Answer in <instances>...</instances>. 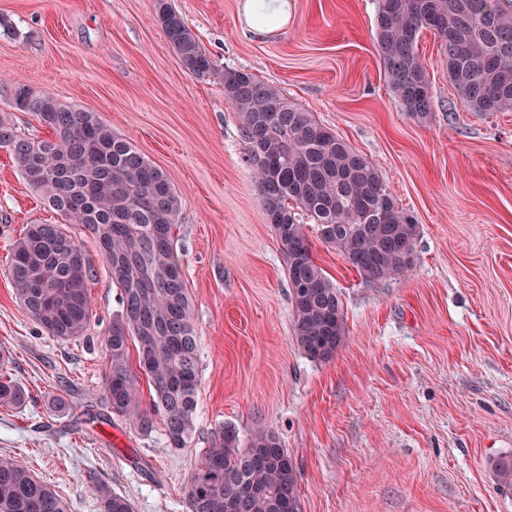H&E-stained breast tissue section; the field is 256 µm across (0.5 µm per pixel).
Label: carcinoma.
I'll return each instance as SVG.
<instances>
[{"label": "carcinoma", "mask_w": 512, "mask_h": 512, "mask_svg": "<svg viewBox=\"0 0 512 512\" xmlns=\"http://www.w3.org/2000/svg\"><path fill=\"white\" fill-rule=\"evenodd\" d=\"M157 19L183 68L218 73L245 139L267 223L281 245L291 290V338L325 361L345 336L343 302L312 256L307 225L362 278L374 281L412 266L418 225L400 208L374 163L246 69L217 71L184 19L157 0ZM428 30L448 51V79L471 112L512 110V0H380L375 41L388 84L405 111L424 119L434 103L417 38ZM11 107L32 113L50 138L21 136L0 120L8 150L28 185L60 219L29 224L13 243L8 276L26 314L61 341L85 333L94 265L70 228L96 241L120 288V310L105 332L109 415L142 434L163 421L172 448L192 440L198 404L199 339L194 303L176 246L182 199L167 174L96 112L15 88ZM140 373L130 365V346ZM0 355V407L20 409L28 390ZM153 387L142 408L139 374ZM512 488V457L491 462ZM188 512H299L296 467L273 431L247 442L222 425L186 483ZM101 512H133L131 501L92 484ZM0 512H65L55 489L22 461L0 458Z\"/></svg>", "instance_id": "cac0c4a2"}]
</instances>
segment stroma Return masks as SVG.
<instances>
[{
	"instance_id": "35a3bbf8",
	"label": "stroma",
	"mask_w": 512,
	"mask_h": 512,
	"mask_svg": "<svg viewBox=\"0 0 512 512\" xmlns=\"http://www.w3.org/2000/svg\"><path fill=\"white\" fill-rule=\"evenodd\" d=\"M379 0H288V21L246 28L242 0H168L218 67L244 68L372 160L418 226L412 268L365 281L311 237L336 285L346 334L307 358L291 338L280 245L218 76L186 72L156 0H0V118L49 137L9 105L26 85L98 113L161 168L182 197L177 248L194 301L200 389L189 447L162 422L86 420L106 399L105 329L120 290L92 258L94 318L60 341L22 309L9 248L58 218L0 148V350L33 400L0 407V457L53 485L66 512H100L93 481L134 512H188L185 485L220 425L275 431L297 469L300 512H512L492 459L512 454V110L468 111L442 41L418 39L434 100L424 120L391 92L375 48ZM65 399L69 413L51 407Z\"/></svg>"
}]
</instances>
